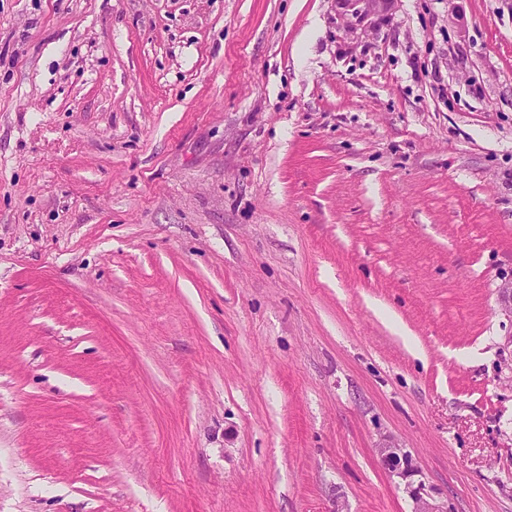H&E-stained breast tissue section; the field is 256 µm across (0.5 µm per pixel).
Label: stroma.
Returning a JSON list of instances; mask_svg holds the SVG:
<instances>
[{"mask_svg":"<svg viewBox=\"0 0 512 512\" xmlns=\"http://www.w3.org/2000/svg\"><path fill=\"white\" fill-rule=\"evenodd\" d=\"M512 0H0V512H512ZM377 460L392 476L407 481V493L413 502L412 512H448V502L441 501L435 495L432 486L420 476L412 457L404 451L394 437L384 435L375 448ZM409 479V480H408Z\"/></svg>","mask_w":512,"mask_h":512,"instance_id":"obj_1","label":"stroma"}]
</instances>
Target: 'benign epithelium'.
<instances>
[{
  "instance_id": "7a95c632",
  "label": "benign epithelium",
  "mask_w": 512,
  "mask_h": 512,
  "mask_svg": "<svg viewBox=\"0 0 512 512\" xmlns=\"http://www.w3.org/2000/svg\"><path fill=\"white\" fill-rule=\"evenodd\" d=\"M377 460L391 475L407 481V493L413 502L412 512H448V503L435 495L432 486L424 479L417 481L412 477L419 475L412 457L404 451L394 437L383 436L375 448Z\"/></svg>"
}]
</instances>
